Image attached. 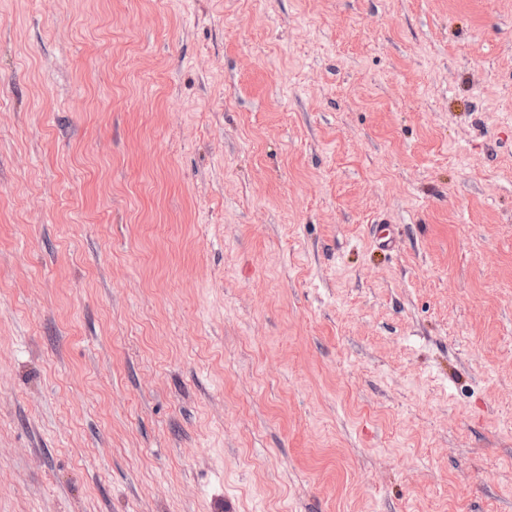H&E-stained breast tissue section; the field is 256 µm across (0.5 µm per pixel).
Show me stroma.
<instances>
[{
  "label": "stroma",
  "instance_id": "35a3bbf8",
  "mask_svg": "<svg viewBox=\"0 0 512 512\" xmlns=\"http://www.w3.org/2000/svg\"><path fill=\"white\" fill-rule=\"evenodd\" d=\"M0 512H512V0H0Z\"/></svg>",
  "mask_w": 512,
  "mask_h": 512
}]
</instances>
